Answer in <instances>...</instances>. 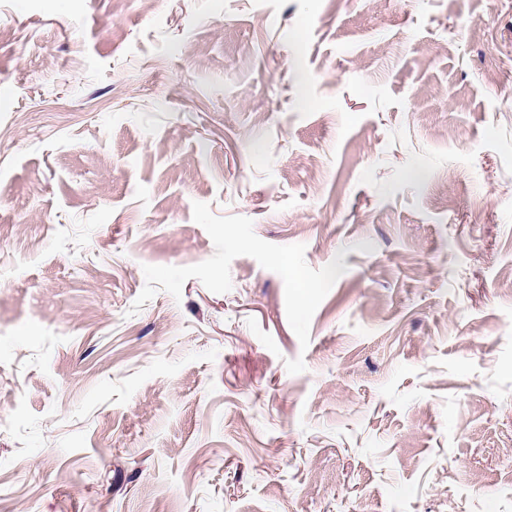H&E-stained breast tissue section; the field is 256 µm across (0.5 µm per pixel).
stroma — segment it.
Wrapping results in <instances>:
<instances>
[{"label":"stroma","instance_id":"1","mask_svg":"<svg viewBox=\"0 0 512 512\" xmlns=\"http://www.w3.org/2000/svg\"><path fill=\"white\" fill-rule=\"evenodd\" d=\"M0 498L512 512V0H0Z\"/></svg>","mask_w":512,"mask_h":512}]
</instances>
